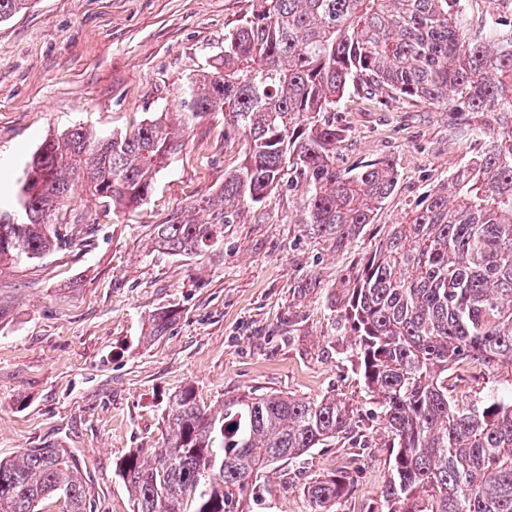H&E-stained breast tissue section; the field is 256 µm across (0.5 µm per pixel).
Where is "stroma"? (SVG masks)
<instances>
[{
	"instance_id": "obj_1",
	"label": "stroma",
	"mask_w": 512,
	"mask_h": 512,
	"mask_svg": "<svg viewBox=\"0 0 512 512\" xmlns=\"http://www.w3.org/2000/svg\"><path fill=\"white\" fill-rule=\"evenodd\" d=\"M253 0H31L0 23V208L11 209L28 155L44 137L80 124L109 136L172 106L177 91L224 48L230 22ZM345 131L336 165L387 159L394 192L346 247L309 234L307 184L287 176L265 201L224 228L217 254L156 252L154 225L198 217L193 205L238 167L244 141L224 115L204 116L140 207L115 214L78 186L85 222L76 243L37 262L0 269V457L49 446L74 454L94 512H133L119 475L128 451L165 445L170 396L193 386L217 410L245 392L335 397L372 446L351 458L349 440L316 448L300 477L271 474L248 512H309L304 479L356 463L357 492L339 512H366L392 460L379 410L344 359L333 295L389 225L475 156L452 113L403 99L351 94L336 111ZM171 313L163 335L157 314Z\"/></svg>"
}]
</instances>
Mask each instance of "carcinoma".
I'll return each instance as SVG.
<instances>
[{"instance_id": "cac0c4a2", "label": "carcinoma", "mask_w": 512, "mask_h": 512, "mask_svg": "<svg viewBox=\"0 0 512 512\" xmlns=\"http://www.w3.org/2000/svg\"><path fill=\"white\" fill-rule=\"evenodd\" d=\"M464 0H257L224 32V52L136 128L100 137L81 125L45 139L0 212V269L42 259L66 243L45 217L81 184L104 209L151 196L182 137L209 112L242 135V164L197 200L205 221L154 225L172 256L216 252L238 223L292 171L308 183L310 233L342 248L373 223L396 187L380 159L336 168L335 112L350 91L445 106L482 152L393 224L336 295V308L393 456L385 512H512V13H488L475 32ZM28 0H0V21ZM493 388L480 406L454 396L470 368ZM507 386L499 387L501 380ZM165 447L131 452L119 473L134 512H245L253 480L293 466L354 433L349 408L248 392L203 409L194 390L164 409ZM346 469L311 478V512H334L356 493ZM92 512L71 454L28 448L0 458V512Z\"/></svg>"}]
</instances>
